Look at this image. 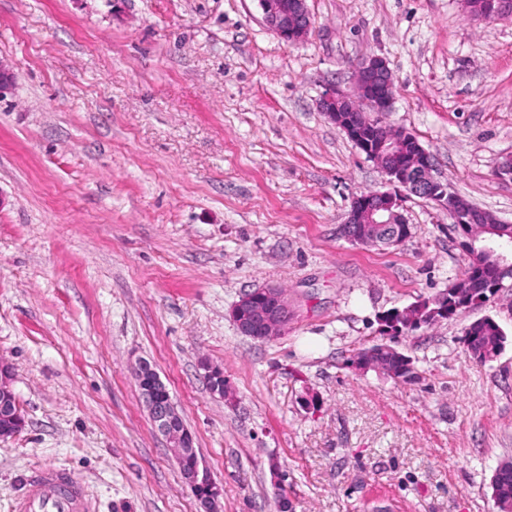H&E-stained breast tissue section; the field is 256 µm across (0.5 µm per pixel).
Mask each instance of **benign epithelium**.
Instances as JSON below:
<instances>
[{"instance_id":"1","label":"benign epithelium","mask_w":512,"mask_h":512,"mask_svg":"<svg viewBox=\"0 0 512 512\" xmlns=\"http://www.w3.org/2000/svg\"><path fill=\"white\" fill-rule=\"evenodd\" d=\"M258 4L266 25L280 38L297 42L308 34L312 20L306 0H258ZM376 84L384 88V94L371 100V88ZM394 90V77L386 61L370 56L355 68L354 93L333 86L326 89L318 101L320 112L377 162L394 187L392 191H377L370 196L361 194L352 200L341 232L355 244L368 243L367 233L371 224L403 221L402 214L397 211L400 205L398 194L401 192L427 197L441 205L451 198L457 203L458 213L466 214L461 195L433 175L434 164L425 159L427 151L419 142H414L412 158L417 164L408 177L399 164L391 163V159L398 155V131L379 136L373 143L366 142L360 139L352 119L343 116V113L353 111L354 103H365L374 112L390 111L395 100ZM471 248L494 256L503 267L512 266V252L505 250L497 239H480L474 235ZM293 317L294 308L286 291L275 286L243 294L232 309V319L238 332L259 342L284 334ZM134 376L155 428L166 437L173 457L186 463L180 472L196 495L199 512H219L221 489L207 470L200 469L193 438L185 429L166 385L147 362L139 363ZM11 381L12 367L0 360V415L9 412L7 401L15 400Z\"/></svg>"}]
</instances>
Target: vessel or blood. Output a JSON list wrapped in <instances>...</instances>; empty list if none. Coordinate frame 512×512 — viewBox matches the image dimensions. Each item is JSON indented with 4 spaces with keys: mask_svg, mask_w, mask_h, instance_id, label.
Segmentation results:
<instances>
[{
    "mask_svg": "<svg viewBox=\"0 0 512 512\" xmlns=\"http://www.w3.org/2000/svg\"><path fill=\"white\" fill-rule=\"evenodd\" d=\"M27 484V493L17 502L15 512H91L82 487L65 471L34 470Z\"/></svg>",
    "mask_w": 512,
    "mask_h": 512,
    "instance_id": "b4317fda",
    "label": "vessel or blood"
}]
</instances>
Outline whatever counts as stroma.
I'll return each instance as SVG.
<instances>
[{
    "mask_svg": "<svg viewBox=\"0 0 512 512\" xmlns=\"http://www.w3.org/2000/svg\"><path fill=\"white\" fill-rule=\"evenodd\" d=\"M290 43L257 0H0V358L25 425L0 440V512L56 466L92 512H199L134 370L166 384L222 491V512H497L512 461V288L395 336L377 318L430 298L468 258L419 197L411 235L343 238L352 199L386 176L318 108L366 57L436 177L512 223V18L460 0H307ZM265 286L296 315L268 342L231 310ZM507 335L480 363L463 330ZM409 356L416 383L356 367ZM224 372L213 398L202 363ZM281 481H274L273 471Z\"/></svg>",
    "mask_w": 512,
    "mask_h": 512,
    "instance_id": "1",
    "label": "stroma"
}]
</instances>
